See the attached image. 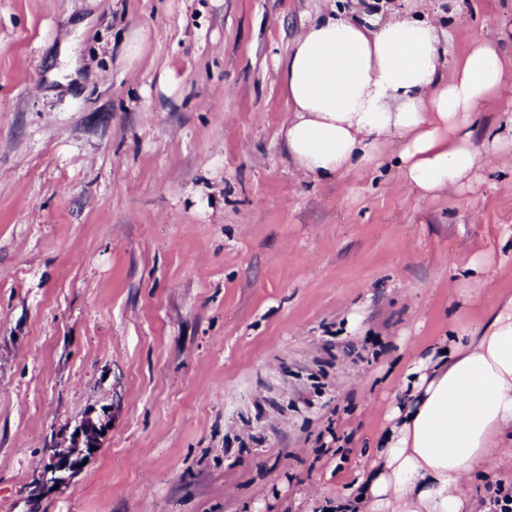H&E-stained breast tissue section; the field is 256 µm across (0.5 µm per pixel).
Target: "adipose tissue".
<instances>
[{"label":"adipose tissue","mask_w":512,"mask_h":512,"mask_svg":"<svg viewBox=\"0 0 512 512\" xmlns=\"http://www.w3.org/2000/svg\"><path fill=\"white\" fill-rule=\"evenodd\" d=\"M448 34L425 16L329 15L311 22L279 66L292 116L286 148L304 176L322 180L372 163L395 132L402 178L430 195L451 191L478 164L473 107L512 99V70L477 41L449 72L439 69ZM410 386L363 488L340 512H473L464 485L476 462L495 465L512 447V299L494 307L477 336L406 371Z\"/></svg>","instance_id":"1"}]
</instances>
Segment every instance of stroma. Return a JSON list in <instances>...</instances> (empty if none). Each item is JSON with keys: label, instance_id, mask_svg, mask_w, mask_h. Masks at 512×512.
Here are the masks:
<instances>
[{"label": "stroma", "instance_id": "obj_1", "mask_svg": "<svg viewBox=\"0 0 512 512\" xmlns=\"http://www.w3.org/2000/svg\"><path fill=\"white\" fill-rule=\"evenodd\" d=\"M363 2L0 0V512H334L407 368L512 297V102L450 193L400 133L336 179L289 157L277 64ZM407 7L512 55V0ZM105 426L100 419L97 423L90 415L85 416L74 430L70 446L44 463L41 471L42 486L56 488V485H67L80 471L84 460L100 448V437ZM92 446H95V450H92Z\"/></svg>", "mask_w": 512, "mask_h": 512}]
</instances>
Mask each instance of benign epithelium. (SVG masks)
<instances>
[{
    "mask_svg": "<svg viewBox=\"0 0 512 512\" xmlns=\"http://www.w3.org/2000/svg\"><path fill=\"white\" fill-rule=\"evenodd\" d=\"M105 424L95 422L87 415L74 430L69 447L52 456L41 471L42 486H65L80 471L87 458L100 448V437Z\"/></svg>",
    "mask_w": 512,
    "mask_h": 512,
    "instance_id": "obj_1",
    "label": "benign epithelium"
}]
</instances>
